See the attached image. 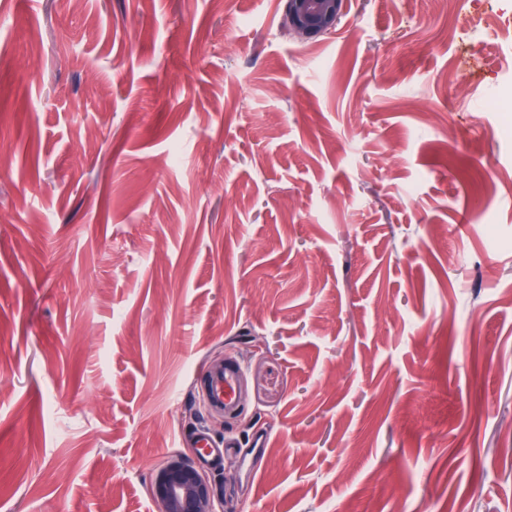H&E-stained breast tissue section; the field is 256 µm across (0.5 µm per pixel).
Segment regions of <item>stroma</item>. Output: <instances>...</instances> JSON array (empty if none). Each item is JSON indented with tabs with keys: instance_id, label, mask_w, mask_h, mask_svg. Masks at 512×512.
I'll return each mask as SVG.
<instances>
[{
	"instance_id": "35a3bbf8",
	"label": "stroma",
	"mask_w": 512,
	"mask_h": 512,
	"mask_svg": "<svg viewBox=\"0 0 512 512\" xmlns=\"http://www.w3.org/2000/svg\"><path fill=\"white\" fill-rule=\"evenodd\" d=\"M510 89L434 0H0V512H512ZM288 31L301 40L336 31L349 0H280ZM240 376V367L237 364L209 368L203 376L206 401L211 406L221 404L226 410H236L239 404L237 383ZM158 512H215L216 490L195 466L171 456L151 480Z\"/></svg>"
}]
</instances>
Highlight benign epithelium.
Here are the masks:
<instances>
[{
	"mask_svg": "<svg viewBox=\"0 0 512 512\" xmlns=\"http://www.w3.org/2000/svg\"><path fill=\"white\" fill-rule=\"evenodd\" d=\"M288 31L301 40L336 31L349 0H280ZM158 512H216V490L195 466L171 456L151 480Z\"/></svg>",
	"mask_w": 512,
	"mask_h": 512,
	"instance_id": "benign-epithelium-1",
	"label": "benign epithelium"
}]
</instances>
